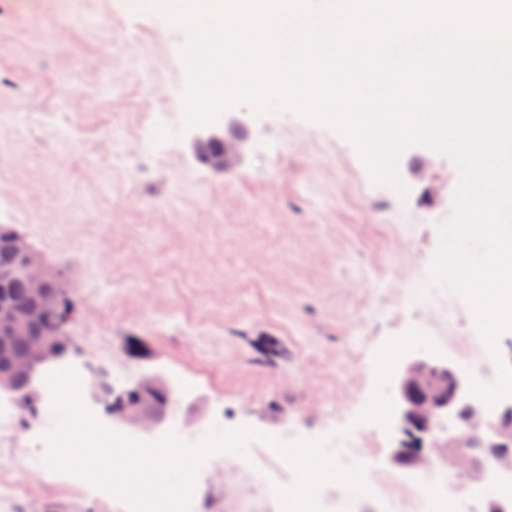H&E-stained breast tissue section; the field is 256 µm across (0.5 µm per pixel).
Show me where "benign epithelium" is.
<instances>
[{"instance_id": "1", "label": "benign epithelium", "mask_w": 512, "mask_h": 512, "mask_svg": "<svg viewBox=\"0 0 512 512\" xmlns=\"http://www.w3.org/2000/svg\"><path fill=\"white\" fill-rule=\"evenodd\" d=\"M196 157L217 170L241 163L249 141L234 127L203 130L192 134ZM5 239L14 263L0 270V288L19 278L27 287L32 304H19L0 296V341L23 339L26 349L0 368V394L11 395L15 380H26L31 394L42 375L66 361L72 353L69 326L72 313L62 286V272L40 255L27 239L14 230ZM54 312L58 322L49 334H37L39 316ZM398 427L417 443H402L389 451L392 463L421 470L428 456L449 464L451 478L487 484L491 471L512 472V398L489 413L480 399L470 395L467 375L447 359L411 355L392 378ZM87 393L118 425L154 431L169 426V406L177 398L174 387L159 372L138 379L119 381L107 371L91 367Z\"/></svg>"}]
</instances>
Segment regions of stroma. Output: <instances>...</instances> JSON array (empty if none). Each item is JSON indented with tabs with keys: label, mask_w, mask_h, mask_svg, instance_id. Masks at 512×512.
Here are the masks:
<instances>
[{
	"label": "stroma",
	"mask_w": 512,
	"mask_h": 512,
	"mask_svg": "<svg viewBox=\"0 0 512 512\" xmlns=\"http://www.w3.org/2000/svg\"><path fill=\"white\" fill-rule=\"evenodd\" d=\"M137 0H0V225L66 272L79 306L69 360L121 380L157 370L178 389L171 429L212 425L284 441L360 437L393 474L405 436L372 418L391 400L387 357L460 362L455 333L413 301L451 212L459 173L416 146L401 157L407 199L373 181L355 146L291 110H225L250 148L219 172L183 134L185 31ZM170 140L153 141L156 126ZM42 434L19 431L20 512H103L62 492ZM241 472L201 468L194 512H238Z\"/></svg>",
	"instance_id": "1"
}]
</instances>
